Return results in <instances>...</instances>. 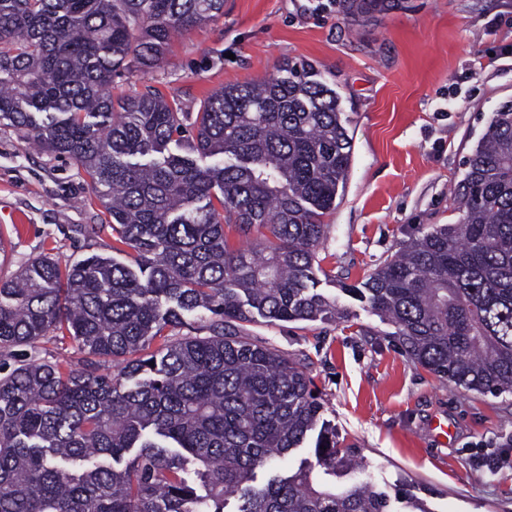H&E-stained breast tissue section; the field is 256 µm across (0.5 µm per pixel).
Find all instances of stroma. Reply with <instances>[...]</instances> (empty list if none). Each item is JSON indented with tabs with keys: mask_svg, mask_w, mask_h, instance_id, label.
I'll use <instances>...</instances> for the list:
<instances>
[{
	"mask_svg": "<svg viewBox=\"0 0 512 512\" xmlns=\"http://www.w3.org/2000/svg\"><path fill=\"white\" fill-rule=\"evenodd\" d=\"M286 60L335 78L353 135L316 284L345 315L258 318L245 332L304 368L322 421L376 488L408 484L433 512H512V394L467 391L427 371L350 292L412 239L459 221L463 160L489 112L512 99V0H403L364 22L316 0H224L223 16L173 39L164 66L123 72L112 93L199 101ZM103 212L73 160L30 148L0 122V277L42 256L65 265L111 255ZM436 419L447 436L432 431ZM488 455L501 457L496 469L483 466Z\"/></svg>",
	"mask_w": 512,
	"mask_h": 512,
	"instance_id": "obj_1",
	"label": "stroma"
}]
</instances>
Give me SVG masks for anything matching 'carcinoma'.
I'll return each instance as SVG.
<instances>
[{
  "label": "carcinoma",
  "instance_id": "obj_1",
  "mask_svg": "<svg viewBox=\"0 0 512 512\" xmlns=\"http://www.w3.org/2000/svg\"><path fill=\"white\" fill-rule=\"evenodd\" d=\"M339 2L361 19L400 5ZM223 14L224 0H0V120L73 159L113 250L136 252L131 264L41 257L0 278V512H224L229 493L235 512H430L357 480L363 467L326 429L315 466L257 483L323 405L299 364L242 323L340 314L315 284L353 137L334 83L308 62L227 85L194 114L155 92L112 95L128 59L159 68L174 34ZM464 165L462 222L411 240L356 292L415 363L512 394V99ZM189 315L206 336L176 333ZM63 330L77 365L4 359Z\"/></svg>",
  "mask_w": 512,
  "mask_h": 512
}]
</instances>
